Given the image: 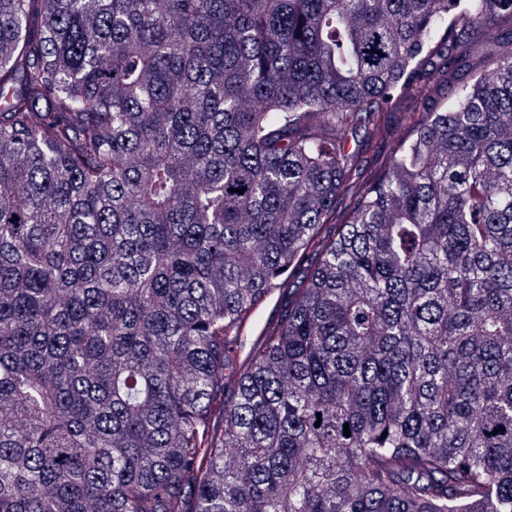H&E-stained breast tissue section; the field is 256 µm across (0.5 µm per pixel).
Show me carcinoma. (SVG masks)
Instances as JSON below:
<instances>
[{
	"label": "carcinoma",
	"mask_w": 512,
	"mask_h": 512,
	"mask_svg": "<svg viewBox=\"0 0 512 512\" xmlns=\"http://www.w3.org/2000/svg\"><path fill=\"white\" fill-rule=\"evenodd\" d=\"M0 512H512V0H0ZM363 130H349L343 137V142L347 150H358L361 154L362 165L369 173L377 169L384 163L386 157L391 153L395 145V136L390 137L385 142L365 146L362 140Z\"/></svg>",
	"instance_id": "cac0c4a2"
}]
</instances>
